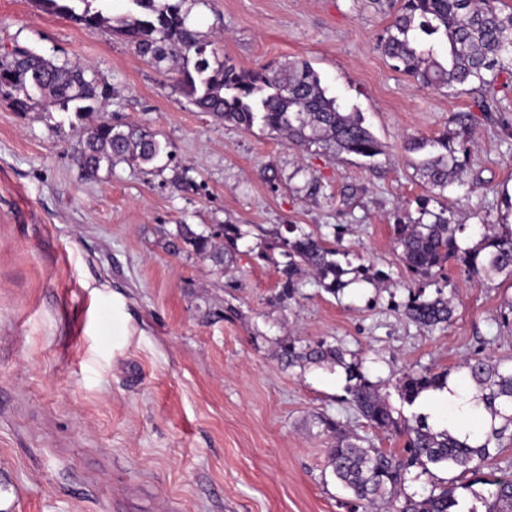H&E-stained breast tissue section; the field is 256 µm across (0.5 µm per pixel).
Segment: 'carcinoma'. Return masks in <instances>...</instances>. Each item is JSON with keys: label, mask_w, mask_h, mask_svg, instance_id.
Returning <instances> with one entry per match:
<instances>
[{"label": "carcinoma", "mask_w": 512, "mask_h": 512, "mask_svg": "<svg viewBox=\"0 0 512 512\" xmlns=\"http://www.w3.org/2000/svg\"><path fill=\"white\" fill-rule=\"evenodd\" d=\"M42 2L86 28H96L105 21L100 11L88 6L89 0H81L85 8L80 14L59 0ZM130 2L136 11L116 19L118 29L129 38L137 55L156 68L169 61L179 63L174 70L175 87L201 111L246 129L259 120L269 131L300 148L317 145L335 156L347 153L370 161L382 154V144L364 126L360 113L343 111L336 98L327 95L310 65L303 63L286 73L269 65L245 69L219 62L213 67L202 57L204 50L195 33L186 27L179 5L169 0ZM499 2L387 0L388 8H396L395 17L380 35L378 46L395 69L423 86L455 90L476 84L488 91L492 86L488 76L512 71V11L503 12ZM192 52L197 56L194 61ZM108 95L107 86L88 77L87 69L77 63L56 64L24 47L0 59V99L9 101L17 112H26L35 100L48 98L66 110L74 106L79 115ZM459 124L458 131L407 140L408 150L426 152L416 170L440 195L460 178L468 164L466 143L472 141V135L466 116L459 118ZM167 148L168 144L146 127L103 119L88 129L76 159L95 176L119 163H149ZM427 215L432 221L425 223L423 217ZM465 230L466 225L456 223L451 208L435 213L425 204L417 220L394 222L395 248L400 250V261L410 281L403 313L411 322L434 329L451 321V301L441 295L428 299L425 289L446 277L452 260L463 267L465 275L478 281L499 276L512 280V227H485L472 248L459 242L458 235ZM257 231L260 243L256 257L281 274L282 300L294 298L306 274L333 296L349 285L343 276L351 272L355 279L372 284L389 280L388 274L371 266L343 268L336 259L339 249L296 225L288 226L285 234L261 226ZM247 235L249 232L239 224H219L200 232L189 224H178L166 233L165 245L175 252H191L222 270ZM345 354L341 345L325 339L303 341L290 336L280 342L278 356L290 367L325 362L341 365L346 374L343 401L372 428L404 439L397 452L377 448L367 438L347 431L339 420L318 417L322 431L333 441L328 463L356 507L384 500L389 512H460L456 487L443 481H431L419 495L403 492L412 469L430 475L434 468H447L471 475L461 488L470 491L484 510L473 506L467 512H512V474L487 476L481 472L492 451L501 448L503 440L512 441V365L478 354L459 365L475 386L476 400L491 416L502 419L500 426L488 432L470 430V442L446 430L433 431L425 414L410 419L394 415L379 384L364 372L362 360L348 362ZM447 379L446 370L409 371L396 380L395 390L402 403L412 406L423 393L446 387ZM476 484L490 489L484 495L473 489Z\"/></svg>", "instance_id": "obj_1"}]
</instances>
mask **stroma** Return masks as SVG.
Here are the masks:
<instances>
[{
    "label": "stroma",
    "mask_w": 512,
    "mask_h": 512,
    "mask_svg": "<svg viewBox=\"0 0 512 512\" xmlns=\"http://www.w3.org/2000/svg\"><path fill=\"white\" fill-rule=\"evenodd\" d=\"M181 12L209 61L310 64L384 152L371 165L258 122L243 129L188 102L119 32L0 0V55L20 44L78 62L111 91L80 117L48 99L26 112L0 102V473L18 492L0 512H350L317 416L380 448L402 442L343 403L341 367L288 366L279 340L357 353L407 417L423 406L400 402L402 373L458 381L477 352L512 363L501 323L512 280L478 283L449 265L448 283L426 295L443 293L454 315L420 327L402 312L392 228L417 219L429 194L407 137L455 130L464 113L470 162L442 202L472 229L512 226V73L485 93L416 85L378 48L391 18L375 0H183ZM103 118L149 127L167 154L88 176L74 151ZM179 224H296L390 279L333 296L307 277L283 302L279 274L254 253L216 274L169 252L163 234Z\"/></svg>",
    "instance_id": "stroma-1"
}]
</instances>
